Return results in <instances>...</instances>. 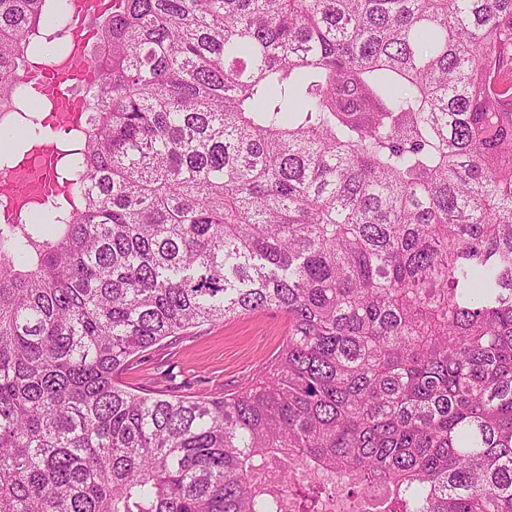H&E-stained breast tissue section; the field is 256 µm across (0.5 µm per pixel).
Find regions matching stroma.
<instances>
[{
    "mask_svg": "<svg viewBox=\"0 0 512 512\" xmlns=\"http://www.w3.org/2000/svg\"><path fill=\"white\" fill-rule=\"evenodd\" d=\"M288 334L280 313H258L204 325L141 354L122 375L126 384L175 395L232 392L269 367Z\"/></svg>",
    "mask_w": 512,
    "mask_h": 512,
    "instance_id": "obj_1",
    "label": "stroma"
}]
</instances>
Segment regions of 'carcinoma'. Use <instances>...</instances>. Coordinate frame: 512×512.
Masks as SVG:
<instances>
[{"label": "carcinoma", "instance_id": "carcinoma-1", "mask_svg": "<svg viewBox=\"0 0 512 512\" xmlns=\"http://www.w3.org/2000/svg\"><path fill=\"white\" fill-rule=\"evenodd\" d=\"M68 22L0 0L30 142ZM92 63L69 194L0 224V512H512V0H112ZM264 312L245 387L121 380Z\"/></svg>", "mask_w": 512, "mask_h": 512}]
</instances>
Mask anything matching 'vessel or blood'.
<instances>
[{"mask_svg":"<svg viewBox=\"0 0 512 512\" xmlns=\"http://www.w3.org/2000/svg\"><path fill=\"white\" fill-rule=\"evenodd\" d=\"M111 10L112 0H72L70 12L75 29L70 38L68 54L37 65L27 72L26 82L54 101V112L48 119L51 127L74 126L84 112L85 101L73 93L72 87L78 82H92L95 71L85 59L91 35L83 31L82 25L90 17ZM0 187L12 193L13 208L17 211L46 202L64 190L59 181L52 179L47 168H36L26 163L14 170L6 181L0 182Z\"/></svg>","mask_w":512,"mask_h":512,"instance_id":"vessel-or-blood-1","label":"vessel or blood"}]
</instances>
